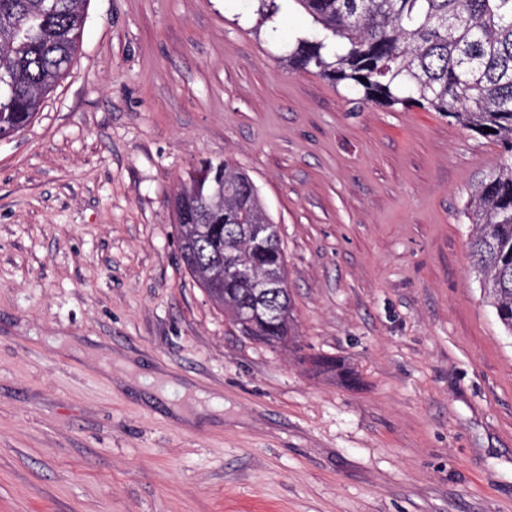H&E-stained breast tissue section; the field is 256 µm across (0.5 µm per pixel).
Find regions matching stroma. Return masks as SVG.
Masks as SVG:
<instances>
[{"mask_svg": "<svg viewBox=\"0 0 512 512\" xmlns=\"http://www.w3.org/2000/svg\"><path fill=\"white\" fill-rule=\"evenodd\" d=\"M276 3L88 0L0 140V512H512V336L468 258L501 149L292 70L313 20ZM225 158L280 228L285 347L179 260L177 188Z\"/></svg>", "mask_w": 512, "mask_h": 512, "instance_id": "35a3bbf8", "label": "stroma"}]
</instances>
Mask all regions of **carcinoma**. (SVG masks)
<instances>
[{"mask_svg":"<svg viewBox=\"0 0 512 512\" xmlns=\"http://www.w3.org/2000/svg\"><path fill=\"white\" fill-rule=\"evenodd\" d=\"M87 0H0V139L24 129L67 72ZM316 25L288 54L295 69H318L366 104L441 112L496 141L504 161L468 202V255L485 297L512 335V0H296ZM491 132H484V127ZM222 176L174 198L179 247L189 256L234 254L256 278L282 259L257 252L239 231L261 222L247 195L249 177L229 159ZM204 214L194 231L184 216ZM252 284L224 275V311L242 312ZM293 307L274 325L252 324L263 343L293 342Z\"/></svg>","mask_w":512,"mask_h":512,"instance_id":"cac0c4a2","label":"carcinoma"}]
</instances>
